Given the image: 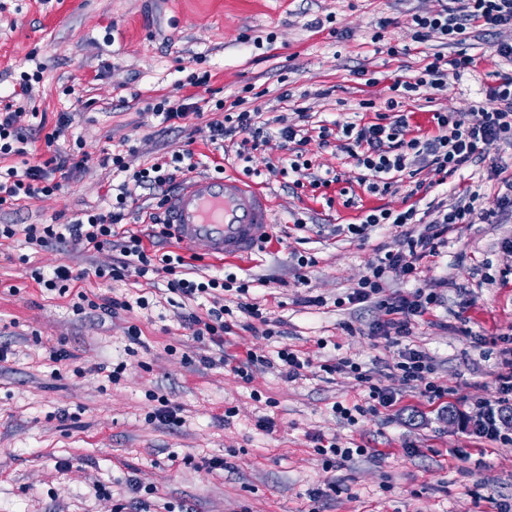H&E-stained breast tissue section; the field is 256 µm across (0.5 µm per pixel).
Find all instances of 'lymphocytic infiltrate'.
Masks as SVG:
<instances>
[{
  "mask_svg": "<svg viewBox=\"0 0 512 512\" xmlns=\"http://www.w3.org/2000/svg\"><path fill=\"white\" fill-rule=\"evenodd\" d=\"M409 24L417 42L440 40L457 48V56L448 61L441 54H434L413 80H396L392 86L395 96L387 101L384 113L378 115L376 122H347L334 129L324 126L317 136L323 143L329 137L337 138L341 150L354 160L356 166L368 171L370 179L366 189L371 193L388 192L412 165L418 163L433 167L440 184L444 185L449 177L468 165L485 160L492 148L504 143L512 146V73L502 75L498 85L488 88L492 108H484L468 116L458 112L434 113L437 133L432 138L408 137L407 117L398 111L401 99L423 88L443 90L449 76H460L461 72L473 67L475 59L465 51L472 28L480 27L487 33L512 28V0H453L452 6L411 14ZM234 104L237 108L235 114L226 116L224 121L212 123L213 140L221 141L241 134L246 142L259 144L264 130L257 124V109L247 108L240 96L236 97ZM104 162L125 176L109 211L87 212L65 224H29L21 230L12 224H1L0 238L10 239L21 232L27 244L37 247L66 241L80 251L111 250L115 254L111 266L94 270L95 277L99 279L118 280L131 270L141 277L167 274L170 292L190 300L203 298L212 303L206 317L191 313L183 318L184 328L190 330L198 342L223 346L224 336L231 331L232 324L226 319L228 309L222 304L221 297L232 290L239 297L238 312L259 321L262 336H272L273 331L268 328V319L259 304L247 299L248 286L236 284L230 275L212 277L204 282L181 277L179 271L185 264L183 257L165 254L160 259H153L138 235L126 236L117 232L125 219L128 203L138 190L155 191L158 201L166 202L178 176L193 171V164L186 162L184 154L175 153L171 159H159L135 171L128 169L124 157L119 154L106 156ZM72 172L73 167L65 158L56 162H28L21 171L7 168L0 172V205L52 194L60 189L62 180L68 179ZM487 177L500 180L503 186L494 209L479 207V191L467 187L447 204L440 202L423 210L413 205L401 211L373 209L360 223L342 227V234L354 241L367 239L372 230L386 224L400 228L401 234L395 247L384 248L382 254L370 262L367 274L357 287L346 297L336 299V306L373 304L383 314L373 328L374 335L394 342L412 336L417 318L443 306L444 297L441 291L428 286L416 288L407 297H389L384 293L386 279L395 275L417 280L423 260L438 256L448 243L449 232L458 225L476 222L497 224L503 217L512 216V179L503 177L501 168L496 165L491 166ZM31 277L39 286L58 292L59 296L75 294L74 309L78 312L87 309L125 310L129 307L124 300L90 299L85 289L78 286L79 281L85 279V272H73L66 265L58 266L49 277L40 269H33ZM322 370L328 374L354 375L368 386L365 404L350 407L340 403L334 405V412L348 423H356L358 415L369 411L392 410L398 402L393 392L371 384L361 364L352 359L340 358L334 363L323 364ZM435 372L433 357L409 346L390 368L391 376L399 378L407 388L419 391L429 401L439 402L447 396L448 389L435 381ZM496 380L498 398L478 405L472 416L476 436L491 441L505 438L504 419L512 410L511 361L507 362L504 371L498 373Z\"/></svg>",
  "mask_w": 512,
  "mask_h": 512,
  "instance_id": "lymphocytic-infiltrate-1",
  "label": "lymphocytic infiltrate"
}]
</instances>
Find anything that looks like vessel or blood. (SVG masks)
I'll use <instances>...</instances> for the list:
<instances>
[{"instance_id": "vessel-or-blood-1", "label": "vessel or blood", "mask_w": 512, "mask_h": 512, "mask_svg": "<svg viewBox=\"0 0 512 512\" xmlns=\"http://www.w3.org/2000/svg\"><path fill=\"white\" fill-rule=\"evenodd\" d=\"M167 216L182 241L206 243L224 257L250 254L271 223L265 196L225 176H198L180 186L167 203Z\"/></svg>"}]
</instances>
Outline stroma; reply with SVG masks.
<instances>
[{
  "instance_id": "stroma-1",
  "label": "stroma",
  "mask_w": 512,
  "mask_h": 512,
  "mask_svg": "<svg viewBox=\"0 0 512 512\" xmlns=\"http://www.w3.org/2000/svg\"><path fill=\"white\" fill-rule=\"evenodd\" d=\"M445 0H0V108L13 104L28 132L35 161L52 151L77 153L81 168L50 196L0 207V224H64L105 207L113 185L105 153H122L130 168L173 153L193 152L196 174L215 163L243 175L231 142L211 140V124L224 112L212 101L246 95L267 121L268 136L252 151L255 183L274 214L268 241L251 257L224 260L201 243L153 237L145 223L155 205L151 191H138L122 231L139 235L147 251L184 257L188 278L234 274L266 309L273 337L234 325L223 346L204 345L183 329L181 317L206 315L209 302L171 293L164 278L129 273L101 281L93 271L112 263L110 250L81 252L55 243L35 250L23 236L0 239V512H114L135 498L130 481L151 488L150 512H311L310 493L339 480L342 491L323 512H489L512 502V444L476 437L466 415L472 403L496 399V375L512 356L501 338L512 335V237L507 224H462L448 236L440 256L425 259L419 282L448 279V306L419 318L409 341L434 356L437 380L447 386L446 405L430 403L399 380L387 378L399 345L369 333L379 316L369 304L339 308L364 274L377 248L393 245L394 229L366 241L337 234L368 209L408 208L416 182L431 184V168H419L390 192L372 194L361 171L335 143L311 145L316 174H338L327 187H294L270 174L285 166L292 145L280 123L313 129L334 122L375 120L377 107L393 97L396 77L417 75L427 55L454 57L450 47L417 43L408 18L441 9ZM390 19L385 39L400 49L387 55L371 37ZM512 31L474 30L467 52L475 67L449 79L447 87L403 99L409 134L433 135L436 112H474L489 106L488 87L512 64L496 54ZM210 71L208 86L190 85L191 74ZM38 74L27 96L13 97L21 75ZM289 98H282V91ZM170 95L203 104L180 126L161 124L148 111ZM375 102L362 110V100ZM69 127L48 150L44 136L60 115ZM304 229H296V222ZM309 266L296 270L297 256ZM65 264L86 272L82 288L149 309L116 314L74 312L69 298L41 289L33 268L52 274ZM416 282V283H419ZM416 283L389 281V296L406 295ZM320 295L325 305H306ZM141 330L140 344L126 337ZM485 336L476 344L475 335ZM309 355L310 368L295 381L278 367L256 368L244 382L220 357L245 358L254 351L275 358L282 346ZM176 354H169V347ZM214 365H207V358ZM350 358L371 369L374 383L397 394L398 409L369 413L356 425L336 417L335 403L363 402L364 386L348 375L326 374L323 363ZM120 376H113L116 364ZM165 398L181 425L148 423ZM234 408L225 418V408ZM274 418L265 434L258 417ZM356 441L378 449L341 470L328 471L313 451V436ZM417 447L405 454L404 443ZM466 451L464 459L449 449ZM215 459L226 461L212 468Z\"/></svg>"
}]
</instances>
